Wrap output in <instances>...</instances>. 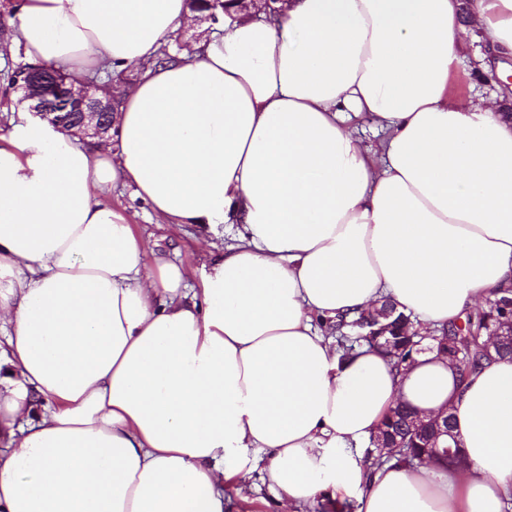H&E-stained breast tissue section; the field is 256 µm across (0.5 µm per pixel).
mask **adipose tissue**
<instances>
[{
  "mask_svg": "<svg viewBox=\"0 0 512 512\" xmlns=\"http://www.w3.org/2000/svg\"><path fill=\"white\" fill-rule=\"evenodd\" d=\"M119 95L115 148L14 124L0 146V512H224L249 452L280 512H502L512 361L340 359L320 324L390 300L439 328L512 287V119L454 99L472 41L512 58V0H275ZM186 0H23L13 39L77 76L155 56ZM371 115L363 147L348 125ZM240 225L201 288L108 197ZM48 409L36 413L35 400ZM447 412L467 465L366 469L398 403ZM351 126L356 129V132L365 147L372 151H375L378 148L382 134L375 128L371 119L367 117L354 119Z\"/></svg>",
  "mask_w": 512,
  "mask_h": 512,
  "instance_id": "ef3b65f1",
  "label": "adipose tissue"
}]
</instances>
